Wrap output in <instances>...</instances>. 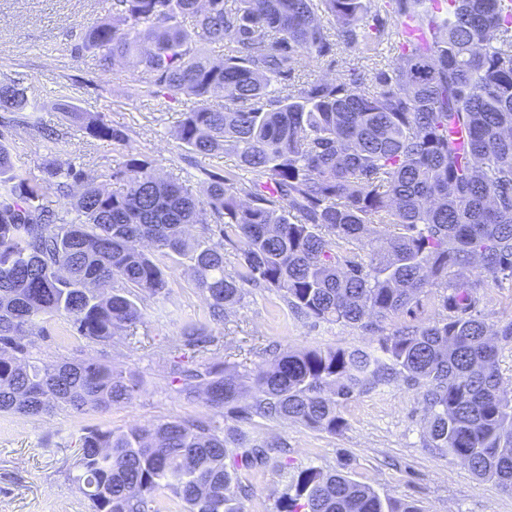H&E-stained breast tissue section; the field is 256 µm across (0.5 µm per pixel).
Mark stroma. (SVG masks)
Segmentation results:
<instances>
[{
  "instance_id": "stroma-1",
  "label": "stroma",
  "mask_w": 512,
  "mask_h": 512,
  "mask_svg": "<svg viewBox=\"0 0 512 512\" xmlns=\"http://www.w3.org/2000/svg\"><path fill=\"white\" fill-rule=\"evenodd\" d=\"M111 13L112 0H0V77L23 79L32 103L31 109L17 114L13 129L20 165L27 176L38 175L43 150L36 129L64 125L55 105L65 100L125 130L130 146L153 159L157 175L179 179L194 195H202V170L233 171L238 161L231 152H186L176 130L191 101L182 98L165 107L148 95H132L133 72L116 78L97 70L91 56L72 55L71 47L85 29ZM55 153L89 171L112 167L119 159L118 152L76 127L69 128ZM189 265L186 259L169 264L163 295L139 296L143 321L126 344L66 336L67 321L61 317L51 323L52 336L36 338L32 352L42 362L93 357L135 375L142 388L131 403L104 412L62 409L35 418L0 414V512H90L73 479L82 428L125 430L174 417H212L203 400H185L170 382L168 349L188 325H205L214 336L207 352L213 362L238 363L252 374L263 368L262 349L271 342L291 349L378 345L375 335L356 327L297 319L279 292L249 284L224 321H213ZM480 309L499 348L501 388L512 397V344L502 342L498 334L512 319V279L490 282ZM341 414L346 426L334 435L290 420L256 418L248 424L257 441H284L287 454L281 467L257 475L240 471V478L252 485L247 512H275L293 476L310 466L348 472L381 495L414 503L419 512H512V493L478 481L462 460L425 447L418 390L394 382L360 395L344 405Z\"/></svg>"
}]
</instances>
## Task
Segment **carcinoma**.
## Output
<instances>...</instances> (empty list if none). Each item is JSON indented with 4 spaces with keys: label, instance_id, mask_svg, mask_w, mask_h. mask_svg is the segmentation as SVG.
Here are the masks:
<instances>
[{
    "label": "carcinoma",
    "instance_id": "carcinoma-1",
    "mask_svg": "<svg viewBox=\"0 0 512 512\" xmlns=\"http://www.w3.org/2000/svg\"><path fill=\"white\" fill-rule=\"evenodd\" d=\"M324 7L326 20L317 14ZM74 52L105 72L133 65L135 92L184 95L178 139L189 152L233 151L252 177L205 170L207 197L161 180L153 160L100 115L62 105L69 124L112 147L120 161L94 174L58 162L19 173L10 123L0 129V413L103 412L129 403L140 383L90 358L34 360L33 336L63 316L70 335L113 342L142 321L135 298L167 287L165 260L189 259L213 317L243 284L274 288L298 316L379 336L362 348L269 346V369L177 357L171 383L218 416L291 420L329 434L340 407L398 379L420 391L426 447L464 461L512 492V397L501 392L498 349L479 315L484 288L512 277V0H112ZM191 17L188 30L183 19ZM392 64L295 84L302 57L333 67L336 48L383 42ZM224 46L210 60L206 46ZM224 92V104L210 97ZM28 107L21 82L0 80V112ZM112 182V190L102 188ZM77 190L78 223L50 197ZM202 232L188 239L189 228ZM378 236L364 249L369 227ZM239 269L224 270V246ZM432 296V324L393 320ZM210 337L184 331V347ZM278 463L283 443L258 442L220 422L173 418L79 437L77 480L92 512H160L169 488L185 512H245L237 470ZM276 512H418L372 487L319 467L300 470Z\"/></svg>",
    "mask_w": 512,
    "mask_h": 512
}]
</instances>
